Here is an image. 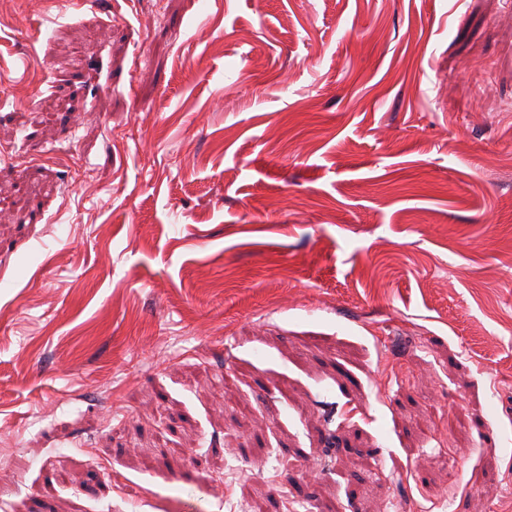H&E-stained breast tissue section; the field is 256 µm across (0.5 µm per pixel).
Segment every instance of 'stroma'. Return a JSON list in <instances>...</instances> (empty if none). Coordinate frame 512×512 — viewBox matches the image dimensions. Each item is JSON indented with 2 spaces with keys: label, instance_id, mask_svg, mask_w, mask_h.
<instances>
[{
  "label": "stroma",
  "instance_id": "1",
  "mask_svg": "<svg viewBox=\"0 0 512 512\" xmlns=\"http://www.w3.org/2000/svg\"><path fill=\"white\" fill-rule=\"evenodd\" d=\"M1 95L0 512H505L512 0H0Z\"/></svg>",
  "mask_w": 512,
  "mask_h": 512
}]
</instances>
